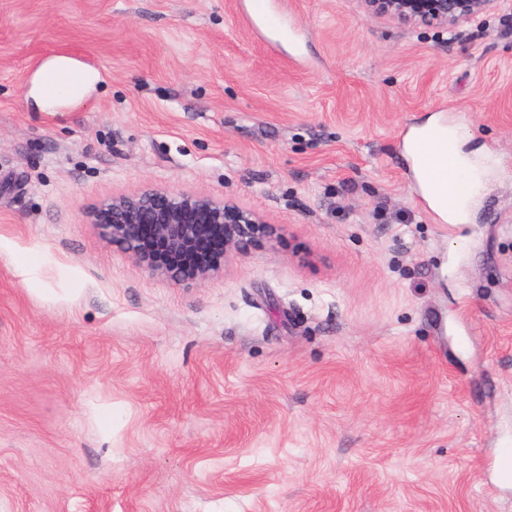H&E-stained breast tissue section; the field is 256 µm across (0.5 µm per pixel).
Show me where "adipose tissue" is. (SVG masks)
<instances>
[{
	"instance_id": "adipose-tissue-1",
	"label": "adipose tissue",
	"mask_w": 512,
	"mask_h": 512,
	"mask_svg": "<svg viewBox=\"0 0 512 512\" xmlns=\"http://www.w3.org/2000/svg\"><path fill=\"white\" fill-rule=\"evenodd\" d=\"M104 81V74L97 67L67 55H51L34 72L25 97L36 111L61 112L90 100ZM458 142L456 128L430 119L412 128L405 137V150L413 159L423 199L451 224L469 219L460 187L470 162Z\"/></svg>"
}]
</instances>
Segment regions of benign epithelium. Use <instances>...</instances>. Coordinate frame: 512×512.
Returning a JSON list of instances; mask_svg holds the SVG:
<instances>
[{
	"label": "benign epithelium",
	"mask_w": 512,
	"mask_h": 512,
	"mask_svg": "<svg viewBox=\"0 0 512 512\" xmlns=\"http://www.w3.org/2000/svg\"><path fill=\"white\" fill-rule=\"evenodd\" d=\"M363 14L386 18L405 28H432L454 33L459 27L497 10L512 0H357ZM100 236L121 246L150 275L174 282L203 283L224 270V256L239 247L248 233L271 234L259 217L213 196L179 189H152L139 195L103 200L89 213ZM222 246L208 262L196 256L203 239ZM162 239L177 267H159L149 241Z\"/></svg>",
	"instance_id": "1"
}]
</instances>
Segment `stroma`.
I'll return each mask as SVG.
<instances>
[{"instance_id":"obj_1","label":"stroma","mask_w":512,"mask_h":512,"mask_svg":"<svg viewBox=\"0 0 512 512\" xmlns=\"http://www.w3.org/2000/svg\"><path fill=\"white\" fill-rule=\"evenodd\" d=\"M0 0V512H512V11L455 35L356 0ZM107 76L68 112L48 56ZM462 127L470 221L403 142ZM166 187L256 213L202 284L103 241ZM105 81L97 67L67 55H51L34 72L25 99L37 112H63L90 100Z\"/></svg>"}]
</instances>
